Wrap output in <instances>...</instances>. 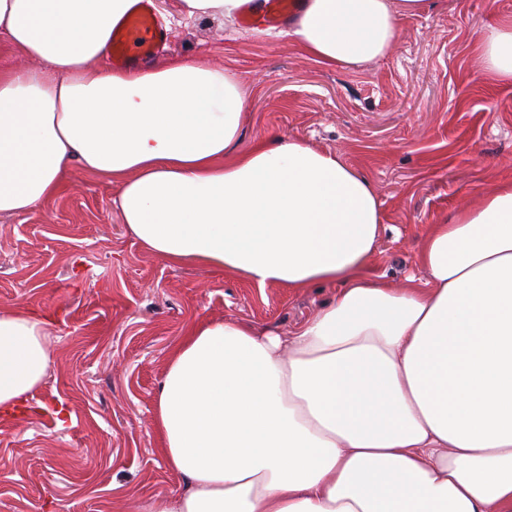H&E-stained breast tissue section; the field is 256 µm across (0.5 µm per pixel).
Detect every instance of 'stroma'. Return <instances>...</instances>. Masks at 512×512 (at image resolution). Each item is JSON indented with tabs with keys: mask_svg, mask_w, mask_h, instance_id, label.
Segmentation results:
<instances>
[{
	"mask_svg": "<svg viewBox=\"0 0 512 512\" xmlns=\"http://www.w3.org/2000/svg\"><path fill=\"white\" fill-rule=\"evenodd\" d=\"M168 59L223 69L240 83L245 143L288 135L340 151L372 182L386 231L370 259L389 286L420 274L429 225L512 175V83L478 76L477 45L512 0H439L412 17L383 60L329 67L287 36L179 15L153 0ZM118 189L73 170L36 210L0 215V310L50 322L51 364L23 414L0 418V512H112V501L177 494L158 453V385L172 346L197 318L237 319L288 334L334 289L251 283L172 264L130 237ZM68 420L58 426L57 410Z\"/></svg>",
	"mask_w": 512,
	"mask_h": 512,
	"instance_id": "stroma-1",
	"label": "stroma"
}]
</instances>
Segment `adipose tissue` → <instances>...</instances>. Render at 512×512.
I'll return each instance as SVG.
<instances>
[{"instance_id": "adipose-tissue-1", "label": "adipose tissue", "mask_w": 512, "mask_h": 512, "mask_svg": "<svg viewBox=\"0 0 512 512\" xmlns=\"http://www.w3.org/2000/svg\"><path fill=\"white\" fill-rule=\"evenodd\" d=\"M137 0H0V214L58 196L72 168L117 186L130 236L174 263L258 287L335 286L290 335L190 321L157 391L161 453L183 480L141 512H512V177L429 225L424 282L369 260L385 229L340 152L272 136L241 147L244 94L224 70L101 61ZM435 0H304L288 37L344 68L384 58ZM480 72L512 81V16ZM46 320L0 311V415L50 365Z\"/></svg>"}]
</instances>
